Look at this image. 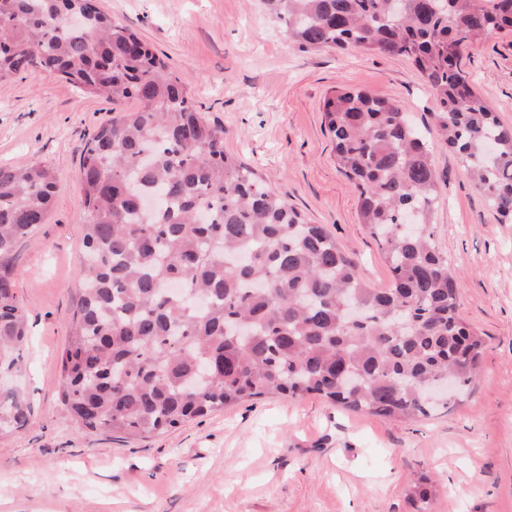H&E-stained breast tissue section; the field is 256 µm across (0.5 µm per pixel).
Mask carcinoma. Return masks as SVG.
<instances>
[{"label": "carcinoma", "instance_id": "carcinoma-1", "mask_svg": "<svg viewBox=\"0 0 512 512\" xmlns=\"http://www.w3.org/2000/svg\"><path fill=\"white\" fill-rule=\"evenodd\" d=\"M302 50L360 48L412 63L438 104L448 150L512 224V127L461 68L464 50L512 32V0H262ZM79 7L85 19L67 24ZM114 105L76 176L82 288L61 353L77 427L142 438L266 395L319 396L387 418L427 417L468 390L484 338L459 313L437 248L436 170L399 101L343 88L324 103L360 223L386 258L373 288L321 224L224 150L168 63L93 0H0V81L31 67ZM57 176L0 165V380L20 375L27 316L18 244L46 223ZM31 406L0 384V432Z\"/></svg>", "mask_w": 512, "mask_h": 512}]
</instances>
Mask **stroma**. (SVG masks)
I'll return each mask as SVG.
<instances>
[{
  "label": "stroma",
  "mask_w": 512,
  "mask_h": 512,
  "mask_svg": "<svg viewBox=\"0 0 512 512\" xmlns=\"http://www.w3.org/2000/svg\"><path fill=\"white\" fill-rule=\"evenodd\" d=\"M187 84L224 147L310 222L326 225L375 288L382 251L357 215L323 120L325 97L353 88L402 103L428 126L440 203L437 242L462 283L460 310L483 336L464 397L413 421L357 414L312 396H263L142 439L79 430L60 402V355L81 290L87 141L111 103L32 68L0 82V165L57 177L46 224L14 255L30 342L27 426L0 433V512H512V224L435 130L437 103L402 58L358 48L304 51L260 0H96ZM462 65L512 126V32L470 47ZM429 487L428 504L413 490Z\"/></svg>",
  "instance_id": "1"
}]
</instances>
